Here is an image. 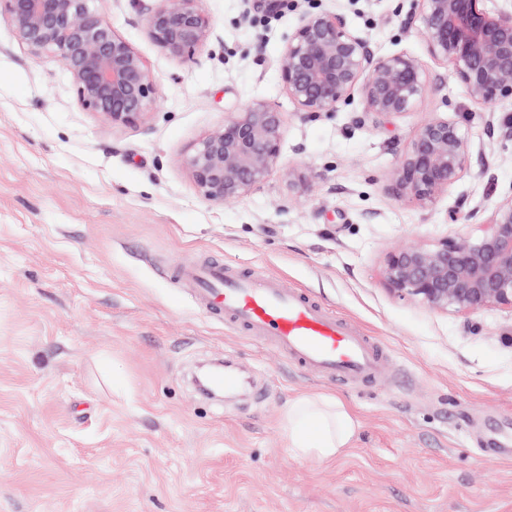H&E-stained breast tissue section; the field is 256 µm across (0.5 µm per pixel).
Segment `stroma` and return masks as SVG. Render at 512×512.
Masks as SVG:
<instances>
[{
    "label": "stroma",
    "mask_w": 512,
    "mask_h": 512,
    "mask_svg": "<svg viewBox=\"0 0 512 512\" xmlns=\"http://www.w3.org/2000/svg\"><path fill=\"white\" fill-rule=\"evenodd\" d=\"M195 61L150 38L134 0L97 11L147 60L156 102L132 125L83 110L52 55L0 22V512H512V309L437 311L388 290L390 246L477 239L512 198V140L403 20L413 0H201ZM341 10L379 54L423 60L441 84L375 129L359 99L304 118L275 66L309 11ZM285 114L278 164L231 203L205 201L185 157L235 106ZM458 122L470 174L430 206L388 176L428 119ZM489 171H482V160ZM194 256L309 291L388 353L381 382L292 367L201 310L167 276ZM221 360L242 386L198 394ZM335 396L357 420L336 460L296 457L289 400Z\"/></svg>",
    "instance_id": "1"
}]
</instances>
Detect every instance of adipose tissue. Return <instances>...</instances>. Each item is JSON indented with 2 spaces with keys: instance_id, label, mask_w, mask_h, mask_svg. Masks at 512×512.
Returning <instances> with one entry per match:
<instances>
[{
  "instance_id": "ef3b65f1",
  "label": "adipose tissue",
  "mask_w": 512,
  "mask_h": 512,
  "mask_svg": "<svg viewBox=\"0 0 512 512\" xmlns=\"http://www.w3.org/2000/svg\"><path fill=\"white\" fill-rule=\"evenodd\" d=\"M356 428L351 408L337 398L301 397L289 402L285 414L288 443L302 458L335 460L350 446Z\"/></svg>"
}]
</instances>
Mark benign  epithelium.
<instances>
[{"label": "benign epithelium", "mask_w": 512, "mask_h": 512, "mask_svg": "<svg viewBox=\"0 0 512 512\" xmlns=\"http://www.w3.org/2000/svg\"><path fill=\"white\" fill-rule=\"evenodd\" d=\"M94 0H0V17L30 54L49 53L69 73L82 108L113 125L137 122L154 103L146 60L92 7ZM150 38L168 54L191 59L210 39L213 24L199 0H135ZM486 0H417L404 20L417 28L431 56L452 66L470 99L491 107L512 99V11ZM280 80L298 111L316 117L336 111L353 91L363 109L357 126L415 109L436 79L414 55L377 54L345 15L302 16L277 58ZM284 117L254 100L228 113L185 160L200 196L236 201L260 186L281 154ZM469 146L454 122L427 120L390 173L397 199L432 205L469 171ZM475 240L435 246L404 243L386 256L390 289L440 311L477 313L492 305L512 309V199L486 220Z\"/></svg>", "instance_id": "1"}]
</instances>
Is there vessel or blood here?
<instances>
[{
  "mask_svg": "<svg viewBox=\"0 0 512 512\" xmlns=\"http://www.w3.org/2000/svg\"><path fill=\"white\" fill-rule=\"evenodd\" d=\"M171 275L192 288L200 309L267 339L297 367L347 382L366 383L387 374L385 352L372 338L277 278L213 260L183 263Z\"/></svg>",
  "mask_w": 512,
  "mask_h": 512,
  "instance_id": "1",
  "label": "vessel or blood"
}]
</instances>
